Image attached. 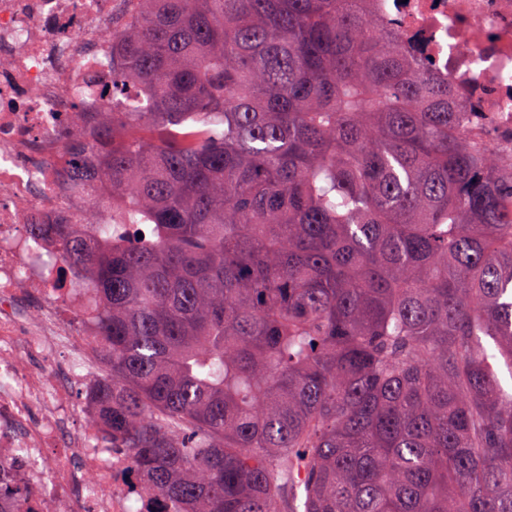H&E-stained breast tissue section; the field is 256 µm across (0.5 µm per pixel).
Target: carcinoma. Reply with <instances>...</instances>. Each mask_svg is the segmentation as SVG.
I'll list each match as a JSON object with an SVG mask.
<instances>
[{"instance_id":"1","label":"carcinoma","mask_w":512,"mask_h":512,"mask_svg":"<svg viewBox=\"0 0 512 512\" xmlns=\"http://www.w3.org/2000/svg\"><path fill=\"white\" fill-rule=\"evenodd\" d=\"M31 224L97 294L85 400L171 512H512V152L363 0H127Z\"/></svg>"}]
</instances>
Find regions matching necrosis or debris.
Listing matches in <instances>:
<instances>
[{"mask_svg":"<svg viewBox=\"0 0 512 512\" xmlns=\"http://www.w3.org/2000/svg\"><path fill=\"white\" fill-rule=\"evenodd\" d=\"M417 68L447 82L470 128L512 144V0H371ZM126 0H0V484L25 512H159L135 463L75 427L71 394L96 365L95 298L36 222L83 221L57 168L66 131L93 132L112 87V32Z\"/></svg>","mask_w":512,"mask_h":512,"instance_id":"4bbe7bcc","label":"necrosis or debris"}]
</instances>
